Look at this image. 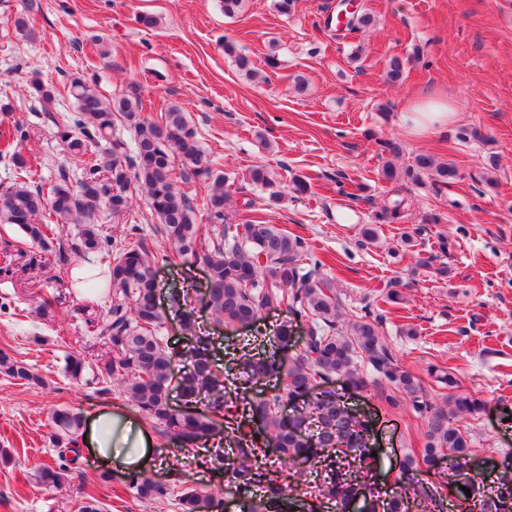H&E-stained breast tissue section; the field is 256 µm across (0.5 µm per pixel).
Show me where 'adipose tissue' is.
<instances>
[{
	"label": "adipose tissue",
	"instance_id": "obj_1",
	"mask_svg": "<svg viewBox=\"0 0 512 512\" xmlns=\"http://www.w3.org/2000/svg\"><path fill=\"white\" fill-rule=\"evenodd\" d=\"M412 130H448L457 113L452 101L425 97L413 102L401 114ZM101 461L123 472H147L155 468L152 442L141 421L124 410L100 411L89 423L82 440Z\"/></svg>",
	"mask_w": 512,
	"mask_h": 512
}]
</instances>
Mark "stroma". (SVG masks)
<instances>
[{
	"label": "stroma",
	"instance_id": "obj_1",
	"mask_svg": "<svg viewBox=\"0 0 512 512\" xmlns=\"http://www.w3.org/2000/svg\"><path fill=\"white\" fill-rule=\"evenodd\" d=\"M337 0H298L278 13L273 0H246L238 15L224 14L223 0H0V125L23 123L39 157L35 182L53 178L58 166L79 170L57 136L74 116L65 90L70 74H93L101 95L137 97L144 116L178 106L187 113L203 150L218 162L236 190L226 210L238 220L244 202L255 214L303 239L305 257L320 260L336 277L343 309L381 305L391 284L404 300L388 314L387 341L401 363L418 376L431 365L451 369L464 393L487 402L480 418L466 419L475 457L493 466L512 456V0H359L370 28L337 35L324 18ZM159 19L147 30L139 14ZM24 17L28 35L16 32ZM256 66L276 54L279 67L267 81H252L225 56V41ZM411 56L405 77L386 78V62ZM54 84L52 112L41 111L32 77ZM438 94L458 112L454 129L412 132L400 114L407 104ZM480 128L479 140H460L462 128ZM395 137L408 154L430 153L452 161L458 178L434 191L408 185L407 219L380 225L374 242L360 230L396 195L383 181L377 141ZM495 156L496 186L484 181ZM263 164L282 182L309 177L312 191L265 207L259 189L242 181ZM364 191L354 201L341 194L342 178ZM412 233L415 246L404 242ZM447 239V252L438 242ZM41 252L20 230L0 224V350L34 365L45 387H25L0 375V512H77L82 489L94 490L110 512H176L138 499L124 475L80 455L62 491L41 485V467L59 457L49 442L51 413L66 406L84 417L125 406L119 393L102 397L95 381L74 383L64 372L67 355L94 362L103 340L91 333L72 304L40 318L39 298L56 287L66 269L40 268ZM156 277L163 332L181 331L171 306L173 290H186L201 306L202 266L159 265ZM415 335H404L406 326ZM351 404L375 413L381 455L375 465L396 477L398 462L420 448L423 421L412 409L385 410L374 392Z\"/></svg>",
	"mask_w": 512,
	"mask_h": 512
}]
</instances>
